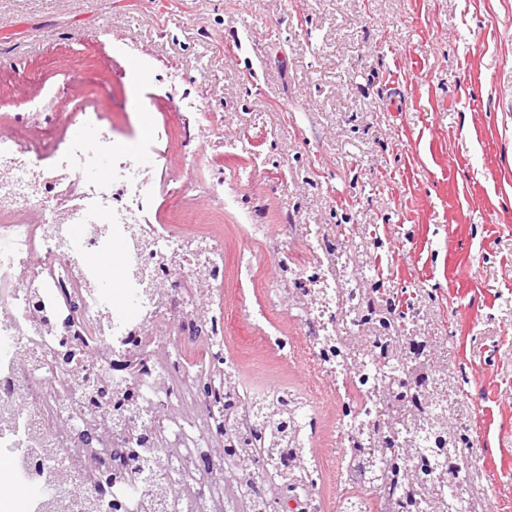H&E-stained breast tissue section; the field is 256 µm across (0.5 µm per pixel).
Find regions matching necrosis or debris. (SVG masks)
<instances>
[{"mask_svg": "<svg viewBox=\"0 0 512 512\" xmlns=\"http://www.w3.org/2000/svg\"><path fill=\"white\" fill-rule=\"evenodd\" d=\"M75 136L59 135L55 125L40 137L52 146L42 153L19 135L0 134V401L11 406L10 424L0 427V471L10 487L0 495V512H44L42 481L25 460L21 446L37 434L56 449L58 472L74 488L70 512L85 499L99 512L122 502L126 512H170L148 486H136L121 473L113 449L159 456L177 449L162 470L181 488L182 512H243L254 490L230 496L216 451L224 445V404L199 386L207 374L220 387L225 359L224 240L203 233L171 234L167 225L147 219L150 181L139 160L115 156L114 138L102 113L85 112ZM107 176H100L103 162ZM66 221H59L61 209ZM118 252L122 275L107 284L96 264L101 254ZM281 271L295 280L335 294L343 287L335 266L289 268L288 245L277 248ZM212 270L206 288L210 310H195V274ZM161 281L160 293L147 294L146 278ZM132 315H124V308ZM304 340L312 362L336 399L361 398L367 428L382 427L385 409L372 380L337 373L335 360L322 354V340L336 335L334 320L302 314ZM137 387L142 411L128 419L116 414L114 394ZM288 387L238 386L240 411L235 426L257 422V410L275 407ZM152 429V442L137 439ZM340 445L331 449L340 482L365 488L362 458L352 444L346 419H339Z\"/></svg>", "mask_w": 512, "mask_h": 512, "instance_id": "4bbe7bcc", "label": "necrosis or debris"}]
</instances>
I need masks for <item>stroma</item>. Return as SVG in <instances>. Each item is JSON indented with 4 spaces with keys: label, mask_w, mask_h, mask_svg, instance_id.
Returning a JSON list of instances; mask_svg holds the SVG:
<instances>
[{
    "label": "stroma",
    "mask_w": 512,
    "mask_h": 512,
    "mask_svg": "<svg viewBox=\"0 0 512 512\" xmlns=\"http://www.w3.org/2000/svg\"><path fill=\"white\" fill-rule=\"evenodd\" d=\"M1 70L0 124L40 97L60 135L96 110L122 154L154 136L148 219L221 232L224 351L248 385L312 397L322 512L341 495L325 455L339 409L300 318L268 303L280 271L266 252L289 224L318 226L337 263L447 341L474 482L490 512H512V0H0ZM191 156L197 188L171 206ZM219 176L232 207L208 190ZM259 309L292 359L250 328Z\"/></svg>",
    "instance_id": "1"
}]
</instances>
